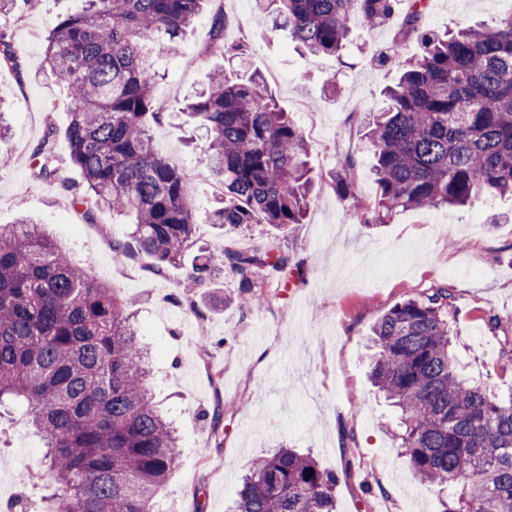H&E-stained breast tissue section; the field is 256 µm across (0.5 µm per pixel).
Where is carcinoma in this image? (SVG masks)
Returning <instances> with one entry per match:
<instances>
[{"label":"carcinoma","mask_w":512,"mask_h":512,"mask_svg":"<svg viewBox=\"0 0 512 512\" xmlns=\"http://www.w3.org/2000/svg\"><path fill=\"white\" fill-rule=\"evenodd\" d=\"M207 2L84 0L46 37L45 70L64 87L69 157L82 176L73 203L88 223L105 208L128 218L156 274L192 250L195 218L192 173L166 160L149 133L166 118L153 54L179 53ZM273 2L275 26L312 55H339L355 21L376 24L395 10V0ZM424 10L425 0H413L403 19V37L420 36L422 51L386 90L367 134L376 197H360L351 155L330 176L361 224L512 195V17L496 29L438 34L424 29ZM212 44L230 60L247 54L243 42L224 44L219 15ZM0 64L18 65L6 27ZM185 111L205 129L211 170L224 184L209 223L228 231L303 223L307 140L262 76L216 69ZM29 158L37 179L60 183L53 126ZM224 270L250 291L299 266L273 243L240 250L226 238L193 256L190 287L207 288ZM454 300L436 285L383 314L372 327L371 378L397 413L404 465L440 488L442 512H512V397L460 373ZM130 307L37 222L0 224V408H24L44 443V469L17 476L39 493L0 512H154L178 450L152 402ZM336 486V474L312 457L280 448L253 460L233 512H336Z\"/></svg>","instance_id":"obj_1"}]
</instances>
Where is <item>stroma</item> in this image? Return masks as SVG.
Instances as JSON below:
<instances>
[{"label":"stroma","instance_id":"1","mask_svg":"<svg viewBox=\"0 0 512 512\" xmlns=\"http://www.w3.org/2000/svg\"><path fill=\"white\" fill-rule=\"evenodd\" d=\"M80 6L81 0H33L0 15V25L13 30L20 62L0 65L10 127L0 140L6 161L0 167V224L35 218L78 265L134 300L154 401L178 434L179 464L160 491L172 512H227L249 462L282 445L311 454L336 474L337 512H441L439 488L417 482L398 454L392 413L369 375L370 329L395 305L448 284L456 306L452 349L461 373L500 397L511 396L512 363L500 352L512 336V197L408 210L385 223L360 224L330 188L331 173L351 155L362 194L376 192L366 127L383 105L385 88L396 82L401 61L419 53L416 38L395 40L403 9L373 27L353 25L342 66L334 57L301 51L286 32L261 35L254 0H209L180 56L156 60L162 78L155 94L169 117L150 134L194 175L197 247H214L221 238L207 215L223 188L208 166L205 135L184 107L187 95L224 63L205 51L215 15L224 17L225 42H247V66L262 74L305 133L315 189L303 223L284 229L259 224L231 235L245 250L275 242L300 263L301 275L262 283L269 302L256 309L231 273L194 293L190 265L157 277L146 257L116 262L112 241L128 238L131 225L108 210L82 223L70 192L33 177L29 152L51 125L60 135L62 179H81L64 136L70 115L54 107L62 91L42 73L46 36L60 13ZM510 16L512 0H429L426 25L437 31L493 26ZM332 77L343 91L330 97L325 88ZM191 295L201 315L189 311ZM490 311L501 317V329L487 325ZM203 330L210 337L204 351L198 346ZM219 403L224 422L215 432L208 415ZM40 467L41 444L24 413L0 416V504L21 495L18 470ZM365 483L371 493L362 492Z\"/></svg>","mask_w":512,"mask_h":512}]
</instances>
